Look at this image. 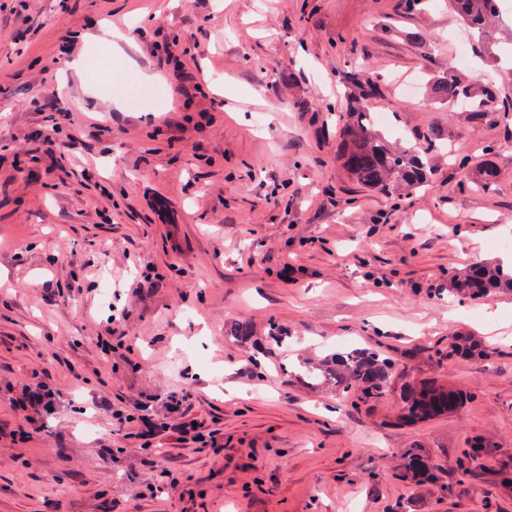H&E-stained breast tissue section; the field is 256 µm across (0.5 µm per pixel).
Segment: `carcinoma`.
<instances>
[{
  "instance_id": "cac0c4a2",
  "label": "carcinoma",
  "mask_w": 512,
  "mask_h": 512,
  "mask_svg": "<svg viewBox=\"0 0 512 512\" xmlns=\"http://www.w3.org/2000/svg\"><path fill=\"white\" fill-rule=\"evenodd\" d=\"M448 6L463 27L478 35L486 33L500 14V0H448ZM347 81L353 85L354 93L346 112L339 117L342 139L337 159L341 167L357 184L380 190L395 200L425 186L431 175L430 157L445 146L443 135L419 134L399 148L392 146L376 130L368 111L378 85L361 80L355 70L348 72ZM430 101L450 107L465 101L477 120L492 113L512 118V100L499 97L493 84L476 90L451 70L431 80ZM504 288L512 289V267L503 266L499 260L448 275V293L471 301L487 298ZM445 355L475 359L488 356V351L480 340L464 335L448 342ZM391 371L392 363L379 353L355 350L330 354L319 371L310 370L308 376L322 377L342 392H354L357 404L365 406L386 396ZM467 402L468 394L461 389L424 383L410 388L404 396L399 420L423 422L457 411ZM487 453L486 442L476 435L464 450V457L474 460ZM429 471L428 459L416 448L407 453V462L397 477L416 485Z\"/></svg>"
}]
</instances>
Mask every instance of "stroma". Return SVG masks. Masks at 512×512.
Masks as SVG:
<instances>
[{
  "label": "stroma",
  "mask_w": 512,
  "mask_h": 512,
  "mask_svg": "<svg viewBox=\"0 0 512 512\" xmlns=\"http://www.w3.org/2000/svg\"><path fill=\"white\" fill-rule=\"evenodd\" d=\"M400 4L0 0V512H512V291L448 299L449 273L512 233V123L427 102L459 21ZM511 45L504 15L464 82L512 95ZM83 53L110 77L77 74ZM359 62L405 137L453 134L399 203L337 160ZM488 166L494 190H471ZM463 334L489 357L436 356ZM354 349L393 364L368 407L303 375ZM44 379L34 426L16 401ZM424 381L472 399L401 422ZM476 435L490 453L460 477ZM412 448L434 482L394 479Z\"/></svg>",
  "instance_id": "35a3bbf8"
}]
</instances>
